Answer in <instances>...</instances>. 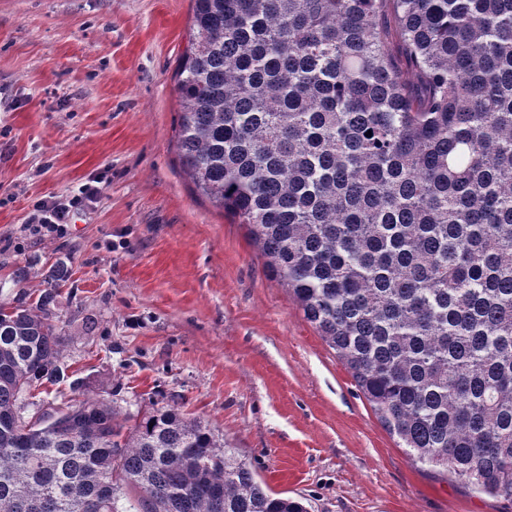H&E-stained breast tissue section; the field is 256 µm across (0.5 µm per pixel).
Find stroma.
Listing matches in <instances>:
<instances>
[{
    "mask_svg": "<svg viewBox=\"0 0 512 512\" xmlns=\"http://www.w3.org/2000/svg\"><path fill=\"white\" fill-rule=\"evenodd\" d=\"M191 0H0V295L63 269L53 316L66 379L33 420L85 392L120 414L180 404L307 512H512L413 465L245 226L182 168L174 78ZM100 196L64 237L34 205Z\"/></svg>",
    "mask_w": 512,
    "mask_h": 512,
    "instance_id": "obj_1",
    "label": "stroma"
}]
</instances>
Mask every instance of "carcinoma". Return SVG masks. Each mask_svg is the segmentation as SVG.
<instances>
[{"label": "carcinoma", "mask_w": 512, "mask_h": 512, "mask_svg": "<svg viewBox=\"0 0 512 512\" xmlns=\"http://www.w3.org/2000/svg\"><path fill=\"white\" fill-rule=\"evenodd\" d=\"M191 2L184 171L408 458L512 499V0ZM52 298L0 297V512H306L175 404L27 427Z\"/></svg>", "instance_id": "1"}]
</instances>
